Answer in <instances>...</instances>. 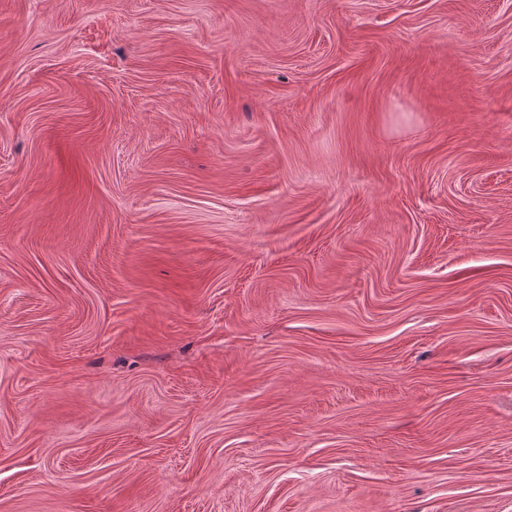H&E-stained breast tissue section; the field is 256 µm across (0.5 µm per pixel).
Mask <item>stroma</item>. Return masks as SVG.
Here are the masks:
<instances>
[{
	"instance_id": "35a3bbf8",
	"label": "stroma",
	"mask_w": 512,
	"mask_h": 512,
	"mask_svg": "<svg viewBox=\"0 0 512 512\" xmlns=\"http://www.w3.org/2000/svg\"><path fill=\"white\" fill-rule=\"evenodd\" d=\"M0 512H512V0H0Z\"/></svg>"
}]
</instances>
